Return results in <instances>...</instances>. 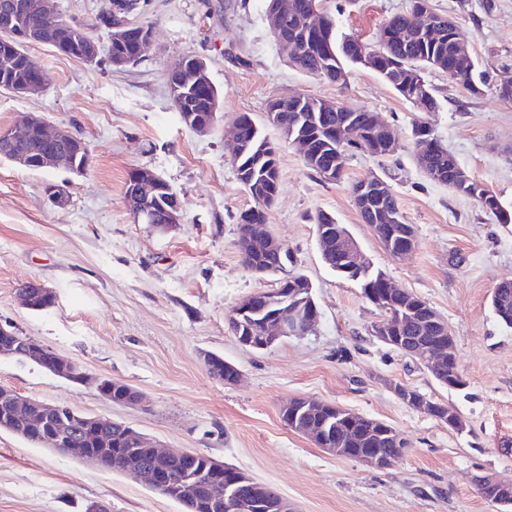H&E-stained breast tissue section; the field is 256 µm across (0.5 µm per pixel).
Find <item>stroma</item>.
<instances>
[{
  "mask_svg": "<svg viewBox=\"0 0 512 512\" xmlns=\"http://www.w3.org/2000/svg\"><path fill=\"white\" fill-rule=\"evenodd\" d=\"M55 5L108 45V31L96 22L109 0ZM319 6L339 32L372 43L409 0ZM430 8L460 24L492 81L473 95L446 73L428 71L439 108L426 114L364 66H350L343 86L291 67L266 29L265 0H145L137 20L152 27L153 45L141 63L122 69L29 45L49 84L28 97L0 90V127L30 113L65 124L87 142L92 165L76 174L0 160V323L91 374L130 384L142 402L116 404L6 357L0 387L125 422L164 447L231 464L273 487L295 512H499L476 481H512V328L490 305L497 285L512 279V223L431 181L416 163L412 129L427 122L460 167L512 210V99L500 98L495 83L512 73V0H430ZM187 54L206 60L222 93L221 117L205 135L182 125L167 83L169 69ZM297 93L380 114L400 148L387 157L356 153L344 179L327 182L305 168L279 130L264 127L280 147V190L266 222L288 247L293 271L312 282L319 321L306 335L255 351L238 342L227 317L240 299L274 290L277 281L242 262L237 221L252 200L227 143L235 114L262 117L270 101ZM136 168L160 175L181 199L176 230L134 223L124 192ZM372 175L390 185L416 231L417 247L403 259L384 250L356 208L351 187ZM51 183L65 185L66 207L50 201ZM321 210L347 226L372 268L447 321L464 390L439 385L417 361L371 336L384 315L356 282L323 263L312 221ZM29 280L55 290L54 307L33 312L20 304L17 289ZM207 352L234 364L240 381L211 378ZM397 384L457 411L466 430L408 407ZM299 397L383 421L410 446L384 468L327 453L283 422V404ZM92 503L105 512H183L127 474L0 431V512H85Z\"/></svg>",
  "mask_w": 512,
  "mask_h": 512,
  "instance_id": "stroma-1",
  "label": "stroma"
}]
</instances>
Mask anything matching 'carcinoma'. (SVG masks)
<instances>
[{"mask_svg": "<svg viewBox=\"0 0 512 512\" xmlns=\"http://www.w3.org/2000/svg\"><path fill=\"white\" fill-rule=\"evenodd\" d=\"M265 20L268 32L273 40L288 35L300 41L298 53L290 58L289 64L300 72L321 77L331 83L337 82L338 71L349 64H363L360 52L376 50L379 63L373 71L386 80L404 99L415 103L422 98L426 101V111L434 112L438 101L434 89L429 84L412 86L407 83L410 74L424 72L427 69L446 72L453 69L454 46L468 41L466 34L457 23L430 32L418 28L412 21V14L422 3L429 0H410L408 11L389 18L380 28L377 41L365 43L353 36H346L345 47L338 48V33L335 19L328 15L318 28L307 26V15L312 0H265ZM144 25L131 26L120 41H112L106 49L108 58L125 59L134 65L142 60L138 47L143 38ZM92 36L86 29L70 20H64L58 41L52 46L56 52L69 57L90 48ZM26 46L20 44L16 50H8L0 44V89L11 90L18 82L41 78L32 72L25 63ZM195 56H188L187 66L180 80L170 86L172 100L179 112H217L220 108L221 93L212 81L198 84L193 80L192 69ZM489 74L477 70L475 62L465 65L452 78V82L462 86L473 94L480 93V86L487 83ZM326 101L305 94H295L271 102L267 108L266 121L278 128L288 143H302L317 149L314 156L303 157L308 170L324 176V170L336 165L339 177H344L348 160L358 152L367 151V147L345 138L346 128L355 124L365 132L366 141L379 142L380 127L383 120L376 112H336L325 107ZM241 148L234 155L233 163L237 179L253 201V206L239 215L238 224H264L265 211L276 201L280 189L278 146L264 135L260 123L250 112H241L234 118ZM414 151L418 163H427L433 170V181L447 186L455 193L476 199L481 206L493 214L501 223L512 222V214L494 203L496 196L490 194L483 185L461 171L447 149L431 135L426 123L419 122L413 128ZM356 207L364 223L371 225L369 208L396 217L390 222L394 232V249L405 247L406 238L401 235L405 224L404 216L393 193L380 199L362 200L354 198ZM319 248L325 264L341 277L360 285L363 297L368 302L382 296L385 291L386 274L381 270L367 267L353 269L346 262L345 250L340 240L320 241ZM244 265H259L265 275H275L284 270L278 264L277 255L242 253ZM292 280L279 278L277 292L272 294L277 308L282 309L294 303L289 288ZM412 300L403 298L392 303L396 312L404 314L403 335L418 336L426 344L436 342L438 332L415 321V315L409 313ZM491 306L497 318L508 327H512V282L505 280L495 289ZM270 311L253 309L243 315L228 318L233 334L241 339L253 334L259 322ZM208 374L221 379L226 384L233 381L236 367L225 361L220 355H213L205 362ZM432 377L442 386L462 390L466 381L448 369L432 373ZM309 422L317 431H327L332 445L338 448H353L360 453L368 448L384 457L395 459L408 447V441L401 434L393 436L369 433V425L364 420L355 421L356 428L348 426L345 411L338 407L331 414L321 413L309 416ZM53 424L72 439L74 447L86 448L88 452L100 457L105 467L111 469L115 462L123 463V472L147 466L150 449L136 448L128 439L130 426L114 422L109 427L106 440L98 441L86 434L79 421L65 407L56 415ZM216 460L200 454L180 456L169 463V471L178 478L169 498L182 505L185 512H225L224 497L214 494V485L232 484L241 496H247L252 488L236 485L237 477L243 475L239 469L229 465L218 468Z\"/></svg>", "mask_w": 512, "mask_h": 512, "instance_id": "carcinoma-1", "label": "carcinoma"}]
</instances>
